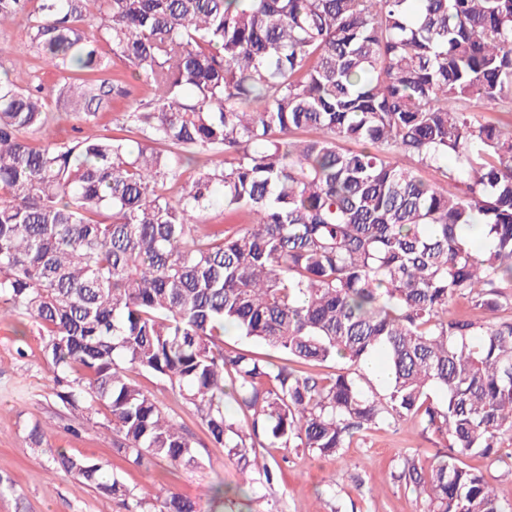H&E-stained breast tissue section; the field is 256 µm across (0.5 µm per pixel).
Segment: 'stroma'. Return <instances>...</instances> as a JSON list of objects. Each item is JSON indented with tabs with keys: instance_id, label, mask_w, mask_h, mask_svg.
<instances>
[{
	"instance_id": "obj_1",
	"label": "stroma",
	"mask_w": 512,
	"mask_h": 512,
	"mask_svg": "<svg viewBox=\"0 0 512 512\" xmlns=\"http://www.w3.org/2000/svg\"><path fill=\"white\" fill-rule=\"evenodd\" d=\"M24 39L20 24L1 28L0 62L21 75L25 84L52 87L57 75L43 68L32 52L20 51ZM15 328L12 321L0 322V512H124L118 502L81 486L72 476L50 475L47 459L57 448L101 461L107 475L152 495L173 491L202 502L212 484H243L236 457L211 439L192 408L151 376L140 375L136 381L193 436L202 465L186 470L164 461L147 469L132 464L115 448L106 412L88 420L78 418L47 394L50 369L42 357L37 327L27 323L21 335ZM36 422L48 427L39 446L27 437ZM442 446L440 438L408 421L371 430L336 456L303 448H267L265 458L281 467L279 482L270 487L248 485L246 495L226 503L224 512H417L419 502L404 477V463L411 459L418 467L429 468ZM467 464L485 475L501 500L512 503V478L507 475L512 447L488 458L472 456Z\"/></svg>"
}]
</instances>
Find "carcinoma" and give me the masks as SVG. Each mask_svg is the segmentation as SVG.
I'll return each instance as SVG.
<instances>
[{"label":"carcinoma","instance_id":"1","mask_svg":"<svg viewBox=\"0 0 512 512\" xmlns=\"http://www.w3.org/2000/svg\"><path fill=\"white\" fill-rule=\"evenodd\" d=\"M19 20L71 113L127 116L60 143L42 87L0 72V319L38 326L69 413L106 408L136 466L194 468L191 436L129 372L157 377L268 485L259 448L337 456L416 421L448 448L407 466L422 512H512L463 463L512 441V317L449 307L512 305V128L470 110L512 112V0H0V27ZM117 61L148 100L127 101ZM194 155L212 166L171 197ZM218 199L224 223H201ZM230 331L269 353L225 348ZM48 469L126 512L224 508L222 486L204 511L89 457Z\"/></svg>","mask_w":512,"mask_h":512}]
</instances>
